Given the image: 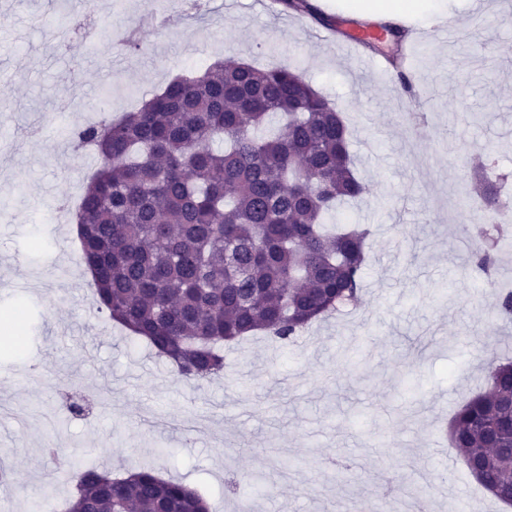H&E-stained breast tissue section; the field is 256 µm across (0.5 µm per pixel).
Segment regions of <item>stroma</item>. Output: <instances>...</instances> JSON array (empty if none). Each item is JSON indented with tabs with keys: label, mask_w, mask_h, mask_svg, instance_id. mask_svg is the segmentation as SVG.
<instances>
[{
	"label": "stroma",
	"mask_w": 512,
	"mask_h": 512,
	"mask_svg": "<svg viewBox=\"0 0 512 512\" xmlns=\"http://www.w3.org/2000/svg\"><path fill=\"white\" fill-rule=\"evenodd\" d=\"M466 28L423 49L416 91L424 118L403 120L399 82L354 62L344 38L324 40L309 16L265 12L259 0H99L98 43L54 39L81 0H0V486L9 512L65 504L48 447L105 468L146 463L198 489L211 512H347L393 479L384 512H453L478 498L512 512L468 471L446 436L454 412L487 387L489 355L512 357V323L496 317L512 289V244L493 275L475 265L463 225L477 217L464 193L472 159L491 151L512 187V0H436ZM217 59L298 69L345 118L363 199L336 224L370 226L359 306L315 322L294 342L253 336L224 350L221 378L177 379L145 343L100 312L72 222L98 155L74 133L119 118L180 75ZM81 91L89 111L64 113L68 139H32ZM499 288H491V281ZM94 403L92 422L60 411L64 391ZM260 478L249 497L225 482Z\"/></svg>",
	"instance_id": "obj_1"
}]
</instances>
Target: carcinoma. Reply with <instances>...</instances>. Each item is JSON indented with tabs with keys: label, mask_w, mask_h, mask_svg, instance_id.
<instances>
[{
	"label": "carcinoma",
	"mask_w": 512,
	"mask_h": 512,
	"mask_svg": "<svg viewBox=\"0 0 512 512\" xmlns=\"http://www.w3.org/2000/svg\"><path fill=\"white\" fill-rule=\"evenodd\" d=\"M284 10L321 17L308 0ZM279 117L277 134L262 127ZM102 164L74 216L80 259L98 309L144 340L186 381L224 372L221 346L264 331L288 342L361 297L368 227L322 230L326 214L359 198L349 132L340 113L289 65L222 63L171 80L118 120L78 130ZM465 192L501 208L490 164ZM478 230L474 262L485 275L502 243ZM488 390L449 426L475 480L512 505V361L489 358ZM75 393L68 412L90 413ZM67 512H210L205 497L148 466L117 476L74 465Z\"/></svg>",
	"instance_id": "carcinoma-1"
}]
</instances>
